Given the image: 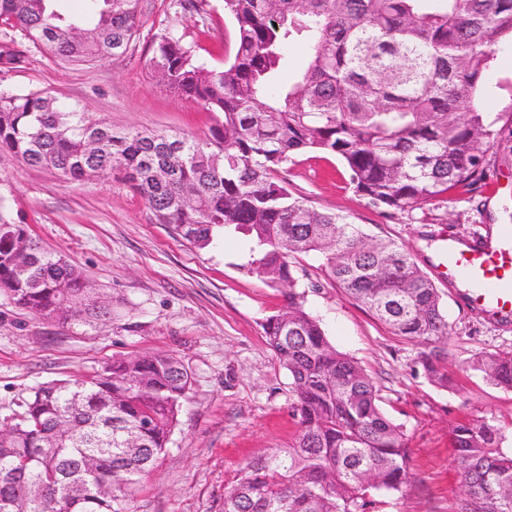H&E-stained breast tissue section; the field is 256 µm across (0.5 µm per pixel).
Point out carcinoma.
Here are the masks:
<instances>
[{
  "label": "carcinoma",
  "instance_id": "cac0c4a2",
  "mask_svg": "<svg viewBox=\"0 0 512 512\" xmlns=\"http://www.w3.org/2000/svg\"><path fill=\"white\" fill-rule=\"evenodd\" d=\"M141 0H87L65 24L49 0H0V21L73 62L127 53ZM235 29L224 68L198 62L175 30L152 43L166 88L210 112L209 136L118 132L77 104L0 86V151L81 180L117 171L156 222L205 249L232 229L253 243L249 272L288 304L263 333L291 378V445L257 456L224 494L223 512H367L376 491L409 480L404 433L382 411L373 378L336 350L305 308L293 259L314 253L333 280L391 333L420 346L428 380L450 382L441 295L404 245L294 196L278 173L307 150L336 156L374 207L410 210L486 180V157L512 140V114L485 111L484 77L512 41V0H224ZM295 41L306 69L278 82ZM89 284L25 225L0 215V294L49 319L90 325L109 314ZM473 368L512 389V351ZM191 375L170 354L119 357L85 379L52 380L21 399L0 437V512H129L167 448ZM501 427L460 421L453 448L465 496L456 512H512V456Z\"/></svg>",
  "mask_w": 512,
  "mask_h": 512
}]
</instances>
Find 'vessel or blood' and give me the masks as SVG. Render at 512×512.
I'll list each match as a JSON object with an SVG mask.
<instances>
[{"label":"vessel or blood","mask_w":512,"mask_h":512,"mask_svg":"<svg viewBox=\"0 0 512 512\" xmlns=\"http://www.w3.org/2000/svg\"><path fill=\"white\" fill-rule=\"evenodd\" d=\"M437 272L489 320L512 322V225L502 224L495 240L444 239Z\"/></svg>","instance_id":"vessel-or-blood-1"}]
</instances>
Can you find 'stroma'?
I'll return each mask as SVG.
<instances>
[{"mask_svg":"<svg viewBox=\"0 0 512 512\" xmlns=\"http://www.w3.org/2000/svg\"><path fill=\"white\" fill-rule=\"evenodd\" d=\"M183 34L197 60L223 67L235 47L223 0L174 12L169 0H143L142 26L129 52L101 62H70L0 25V85L76 100L92 119L115 130L162 129L201 137L212 117L167 90L151 66L155 34ZM488 110L512 114V45L503 44L486 74ZM289 191L320 211L347 217L364 232L404 244L432 274L441 237H486L512 225V141L489 155L487 178L472 193L451 191L410 212L377 208L354 191L339 160L304 152L281 172ZM5 217L26 225L33 240L65 253L91 288L111 302L96 326L46 319L0 296V419L36 385L100 370L112 359L170 353L192 375V386L168 448L131 501L130 512H222L224 493L240 466L285 448L296 432L287 370L263 336L262 323L286 300L249 272L251 243L229 231L200 250L156 223L145 201L121 175L69 180L0 152ZM307 310L329 342L374 379L381 407L400 425L410 448L409 482L381 492L377 512H454L464 486L453 461L459 420L495 418L512 425V391L472 367L477 354L512 351V325L473 312L456 290L438 282L451 335L448 387L432 384L418 363L420 348L395 336L328 275L320 257L298 256Z\"/></svg>","mask_w":512,"mask_h":512,"instance_id":"obj_1","label":"stroma"}]
</instances>
